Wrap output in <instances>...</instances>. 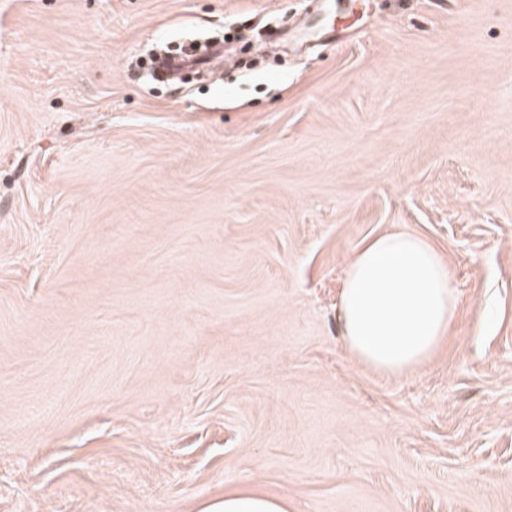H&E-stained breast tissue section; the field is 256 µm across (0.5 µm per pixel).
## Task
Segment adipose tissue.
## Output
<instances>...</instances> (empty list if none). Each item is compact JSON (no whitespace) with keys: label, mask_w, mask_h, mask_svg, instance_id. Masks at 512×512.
Returning a JSON list of instances; mask_svg holds the SVG:
<instances>
[{"label":"adipose tissue","mask_w":512,"mask_h":512,"mask_svg":"<svg viewBox=\"0 0 512 512\" xmlns=\"http://www.w3.org/2000/svg\"><path fill=\"white\" fill-rule=\"evenodd\" d=\"M458 309L448 262L421 235L378 234L346 261L338 305L341 339L370 369L400 376L429 362L447 343ZM201 512H288V500L229 491Z\"/></svg>","instance_id":"1"}]
</instances>
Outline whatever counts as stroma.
Returning a JSON list of instances; mask_svg holds the SVG:
<instances>
[{"mask_svg":"<svg viewBox=\"0 0 512 512\" xmlns=\"http://www.w3.org/2000/svg\"><path fill=\"white\" fill-rule=\"evenodd\" d=\"M279 29L209 84L130 67ZM444 254L448 344L342 346L346 259ZM512 512V0H0V512ZM225 45L224 57L214 68L206 72H195L189 69L168 75L163 68L170 61L187 55L203 56L211 52L214 46ZM282 50L279 43L266 34L253 37L241 48L233 41L224 43V38L188 37L178 41H160L148 47L140 56L133 60V67L142 75V79L151 85L168 81L186 82L190 77L197 81L214 82L224 77V71L239 68H260L271 55ZM242 54L247 55L246 58ZM200 512H288V500L254 491H229L224 493L223 501L212 503Z\"/></svg>","mask_w":512,"mask_h":512,"instance_id":"35a3bbf8","label":"stroma"}]
</instances>
